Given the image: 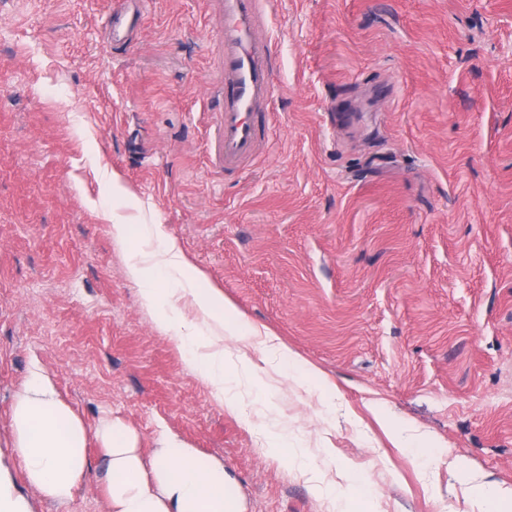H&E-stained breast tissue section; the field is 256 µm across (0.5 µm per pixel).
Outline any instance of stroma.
I'll return each mask as SVG.
<instances>
[{
  "label": "stroma",
  "mask_w": 512,
  "mask_h": 512,
  "mask_svg": "<svg viewBox=\"0 0 512 512\" xmlns=\"http://www.w3.org/2000/svg\"><path fill=\"white\" fill-rule=\"evenodd\" d=\"M0 0V454L32 369L144 453L180 436L245 512H480L512 488V0H274L275 131L225 176L221 0ZM258 333L228 406L160 331L112 181ZM284 451L272 450L277 433ZM73 499L107 512V458ZM140 20V4L131 14L123 11L112 13V41L128 43ZM480 499L483 512H507L512 508V489L489 487L481 492ZM508 502L510 509L504 510Z\"/></svg>",
  "instance_id": "obj_1"
}]
</instances>
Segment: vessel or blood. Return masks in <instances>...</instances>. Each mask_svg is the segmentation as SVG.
<instances>
[{
	"label": "vessel or blood",
	"mask_w": 512,
	"mask_h": 512,
	"mask_svg": "<svg viewBox=\"0 0 512 512\" xmlns=\"http://www.w3.org/2000/svg\"><path fill=\"white\" fill-rule=\"evenodd\" d=\"M272 0H221L224 38V112L220 157L225 174L256 160L268 141V106L274 94L278 59L260 31ZM139 12H114L112 38L128 42L136 31Z\"/></svg>",
	"instance_id": "b4317fda"
}]
</instances>
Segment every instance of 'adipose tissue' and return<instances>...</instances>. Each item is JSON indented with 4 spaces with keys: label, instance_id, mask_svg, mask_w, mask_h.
Segmentation results:
<instances>
[{
    "label": "adipose tissue",
    "instance_id": "ef3b65f1",
    "mask_svg": "<svg viewBox=\"0 0 512 512\" xmlns=\"http://www.w3.org/2000/svg\"><path fill=\"white\" fill-rule=\"evenodd\" d=\"M140 210L138 199L113 180L112 231L131 243L126 272L139 285L143 306L152 310L157 328L176 339L186 362L223 391L225 364L250 345L255 330L160 225L132 224ZM12 428L29 485L45 498L71 500L88 469L92 434L41 370L31 371L16 394ZM94 435L106 448L107 512H245L242 501L224 490L223 463L200 456L176 434H161L148 457L120 418L104 422Z\"/></svg>",
    "mask_w": 512,
    "mask_h": 512
}]
</instances>
